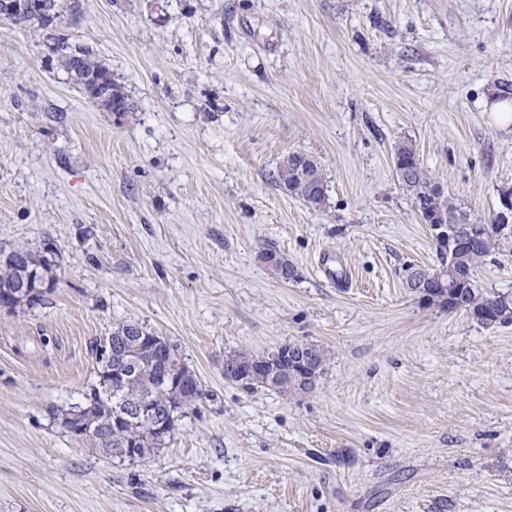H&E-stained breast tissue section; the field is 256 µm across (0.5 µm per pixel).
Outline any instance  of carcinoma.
<instances>
[{
    "label": "carcinoma",
    "instance_id": "1",
    "mask_svg": "<svg viewBox=\"0 0 512 512\" xmlns=\"http://www.w3.org/2000/svg\"><path fill=\"white\" fill-rule=\"evenodd\" d=\"M63 63L74 83L85 91L88 90L89 82L107 80L112 89V108H120L124 112L131 110L128 96L112 81L110 71L87 54L65 55ZM393 161L400 183L409 192L414 208L424 220L443 218L448 223L455 224L470 219L468 211L448 198L437 181L422 168L413 147L406 144L398 146L394 151ZM272 179L285 194L301 198L314 210L320 209L326 200L327 185L321 166L309 155L294 152L283 157L273 172ZM508 244L512 245V233L502 234L493 226L490 232L482 236L477 248L451 250L448 256L442 257L440 266L428 271V274L440 277V281L443 282L448 278V269L453 268L469 274V282L460 286L457 294L451 293L447 298L444 297L443 290H438V305L443 307L459 298L463 302V311L472 315L479 323L487 327L511 324L512 294L486 292L477 283L476 277L478 263L490 253L504 249ZM23 252L26 255L24 264L39 276L40 291L33 294L26 303V306L33 308L54 288L53 278L50 277L53 257L49 251L39 256L26 248ZM261 260L274 275L285 282L298 277L294 265L286 255L274 247L265 249L261 253ZM152 337L153 333L138 322L118 324L112 327V352L123 357L129 352L141 354L144 346L140 345V342ZM269 355L268 350L258 354L233 353L224 359V376L235 380V367L238 362L267 359ZM290 365L292 362L285 356L276 363L275 374L267 377L256 376L244 384V388L264 387L282 395L291 393L293 387L289 385L288 374ZM186 370L188 367L181 362L173 346L164 343L153 365H139L133 370L125 396L120 401L102 393L103 379L102 376H97V380L86 388L84 397L97 402L95 415L102 421V426L99 433L87 441V445L121 458L124 457L125 448L130 444L140 449L143 458L165 447L171 440L178 421L170 422L162 433L156 430L152 423L140 418L135 409L142 402L148 401L158 415H167V406L171 404L172 397L169 386L163 382L161 375L182 373Z\"/></svg>",
    "mask_w": 512,
    "mask_h": 512
}]
</instances>
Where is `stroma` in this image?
<instances>
[{
  "instance_id": "1",
  "label": "stroma",
  "mask_w": 512,
  "mask_h": 512,
  "mask_svg": "<svg viewBox=\"0 0 512 512\" xmlns=\"http://www.w3.org/2000/svg\"><path fill=\"white\" fill-rule=\"evenodd\" d=\"M0 22V252L52 250L53 290L0 310V512H512V324L418 299L440 248L398 145L474 221L512 186V0H59ZM133 104L75 85L57 36ZM320 163L321 209L271 181ZM276 247L296 267L278 279ZM335 251L352 277L323 274ZM512 293V252L477 268ZM165 337L201 381L165 448L102 455L57 410L113 325ZM308 342V393L244 389L224 359ZM261 260L282 281L295 280L298 276L296 268L286 255L274 247L266 248L261 253Z\"/></svg>"
}]
</instances>
